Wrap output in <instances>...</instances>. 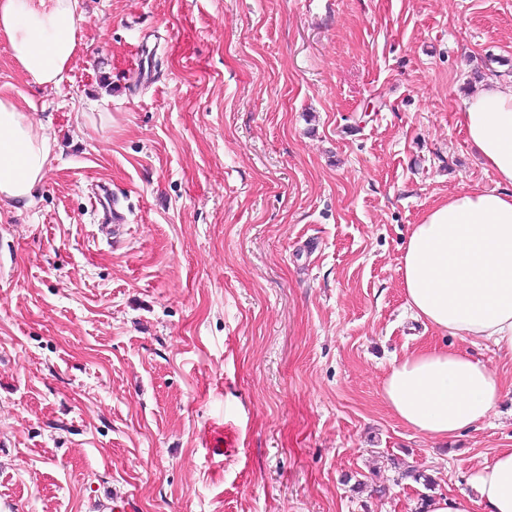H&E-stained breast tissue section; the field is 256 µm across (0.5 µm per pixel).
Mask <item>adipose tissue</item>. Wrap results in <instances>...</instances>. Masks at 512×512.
<instances>
[{
  "label": "adipose tissue",
  "mask_w": 512,
  "mask_h": 512,
  "mask_svg": "<svg viewBox=\"0 0 512 512\" xmlns=\"http://www.w3.org/2000/svg\"><path fill=\"white\" fill-rule=\"evenodd\" d=\"M85 19L81 0H0V41L34 84L60 88ZM460 123L500 184L449 197L413 225L400 268L405 306L443 335L512 358V85L490 78L463 102ZM52 141L23 103L0 98V202L30 198ZM504 382L485 362L426 348L393 362L382 395L407 427L434 440L490 417ZM469 490L429 499L425 512H512V448L476 468Z\"/></svg>",
  "instance_id": "obj_1"
}]
</instances>
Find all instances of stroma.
<instances>
[{
    "label": "stroma",
    "instance_id": "obj_1",
    "mask_svg": "<svg viewBox=\"0 0 512 512\" xmlns=\"http://www.w3.org/2000/svg\"><path fill=\"white\" fill-rule=\"evenodd\" d=\"M83 9L60 90L0 42V96L55 142L32 200L0 203V512H415L466 491L512 446V360L413 319L399 268L434 203L498 187L459 118L512 81V0ZM449 345L507 388L437 442L382 383ZM94 199V200H93ZM92 207L101 208V224L113 241L120 240L126 227V214L122 210L119 201L112 196L110 188L103 184L98 192L91 198Z\"/></svg>",
    "mask_w": 512,
    "mask_h": 512
}]
</instances>
